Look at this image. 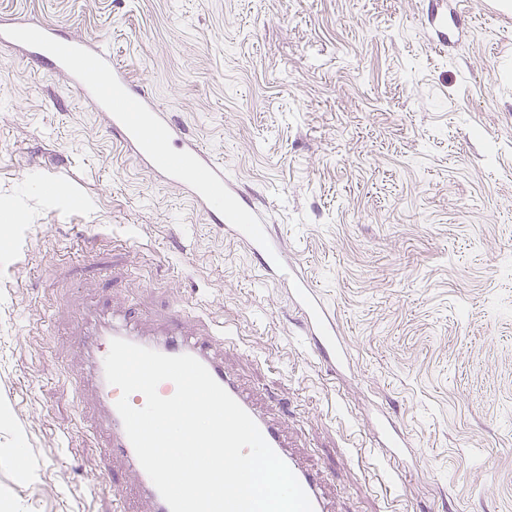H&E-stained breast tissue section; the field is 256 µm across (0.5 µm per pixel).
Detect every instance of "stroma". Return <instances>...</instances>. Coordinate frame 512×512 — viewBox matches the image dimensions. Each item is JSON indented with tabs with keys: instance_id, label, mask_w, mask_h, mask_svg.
Segmentation results:
<instances>
[{
	"instance_id": "stroma-1",
	"label": "stroma",
	"mask_w": 512,
	"mask_h": 512,
	"mask_svg": "<svg viewBox=\"0 0 512 512\" xmlns=\"http://www.w3.org/2000/svg\"><path fill=\"white\" fill-rule=\"evenodd\" d=\"M101 44L266 209L335 312L288 291L0 47V512H117L86 382L90 310L231 326L224 359L339 512H512V21L481 0H0ZM389 413L408 442L369 456Z\"/></svg>"
}]
</instances>
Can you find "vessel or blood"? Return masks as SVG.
<instances>
[{"instance_id":"b4317fda","label":"vessel or blood","mask_w":512,"mask_h":512,"mask_svg":"<svg viewBox=\"0 0 512 512\" xmlns=\"http://www.w3.org/2000/svg\"><path fill=\"white\" fill-rule=\"evenodd\" d=\"M0 46L20 49L32 62L69 75L90 105L107 113L108 131L124 150L138 158L152 175L175 186L208 223L218 225L226 237L241 243L270 281L288 288L318 360L334 368L348 366V352L334 315L308 277L286 263L283 246L264 212L243 203L238 182L223 163L203 144L185 138L168 113L135 86L129 72L111 54L87 39L60 36L51 24L25 17L0 20ZM158 333L159 340L150 341L135 325L117 323L103 329L101 338L92 344L96 395L104 408V416L94 430L107 433L111 440L103 460L108 463L118 456L129 463L146 493L148 512H170V508L142 468L126 435L116 409L121 392L105 377L104 359L115 338L165 355L188 354L199 360L254 419L267 443L299 480L314 512H335L322 475L301 458L281 418L259 411L253 395L225 369L218 354L223 337L211 332L203 339L191 338L185 319L179 315L159 327Z\"/></svg>"}]
</instances>
